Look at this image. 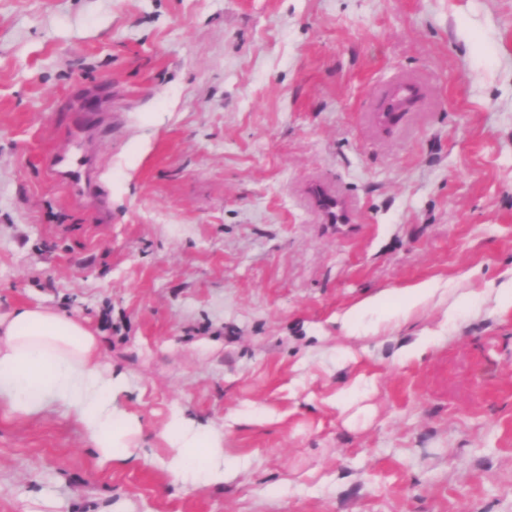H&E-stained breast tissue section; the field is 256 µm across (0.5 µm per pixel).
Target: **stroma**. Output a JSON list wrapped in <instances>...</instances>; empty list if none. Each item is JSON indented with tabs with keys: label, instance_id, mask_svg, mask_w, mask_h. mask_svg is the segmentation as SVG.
Returning a JSON list of instances; mask_svg holds the SVG:
<instances>
[{
	"label": "stroma",
	"instance_id": "35a3bbf8",
	"mask_svg": "<svg viewBox=\"0 0 512 512\" xmlns=\"http://www.w3.org/2000/svg\"><path fill=\"white\" fill-rule=\"evenodd\" d=\"M399 72L427 93L373 129ZM90 101L104 217L48 162ZM510 286L512 0H0V313L86 324L136 422L104 464L0 405V512H512ZM177 416L236 477L172 471ZM310 199L315 209L328 224L345 225L353 223L355 207L352 202L337 192L314 185L310 191ZM437 291L438 288H434L433 284L430 282L403 289V291L399 292L404 297V306L401 309L405 313H410L428 303Z\"/></svg>",
	"mask_w": 512,
	"mask_h": 512
}]
</instances>
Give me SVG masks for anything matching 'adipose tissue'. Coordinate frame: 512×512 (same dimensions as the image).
I'll return each mask as SVG.
<instances>
[{"label": "adipose tissue", "instance_id": "1", "mask_svg": "<svg viewBox=\"0 0 512 512\" xmlns=\"http://www.w3.org/2000/svg\"><path fill=\"white\" fill-rule=\"evenodd\" d=\"M120 381L99 361L96 336L81 322L42 309L0 313V404L22 416L72 410L102 462L125 460L132 421L113 407ZM171 468L184 477L221 482L233 475L219 441L183 419L169 427Z\"/></svg>", "mask_w": 512, "mask_h": 512}]
</instances>
